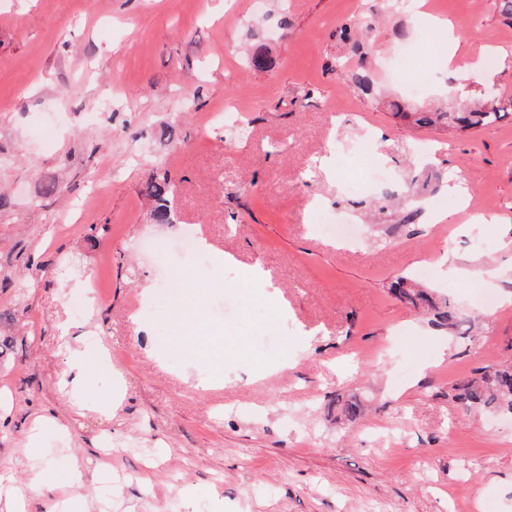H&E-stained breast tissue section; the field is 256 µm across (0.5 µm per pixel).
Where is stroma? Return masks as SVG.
Listing matches in <instances>:
<instances>
[{
    "instance_id": "obj_1",
    "label": "stroma",
    "mask_w": 512,
    "mask_h": 512,
    "mask_svg": "<svg viewBox=\"0 0 512 512\" xmlns=\"http://www.w3.org/2000/svg\"><path fill=\"white\" fill-rule=\"evenodd\" d=\"M383 6L0 0V313L24 314L0 367V473L49 470L53 492L29 512L74 498L91 512H197L213 498L224 512H512V418L452 398L460 379L512 364V120L456 136L416 129L329 67L341 25L372 17L365 50L381 95L447 103L452 39L467 93H512V23L490 0H428L423 15ZM398 26L432 74L416 97L387 72ZM259 49L263 71L247 64ZM106 95L114 105L97 113ZM219 109L238 125L207 123ZM369 167L391 180L363 182ZM452 171L473 197L463 211ZM163 174L177 186L172 224L153 222L144 192ZM52 177L67 190L42 197ZM413 179L429 186L406 225L404 206L382 198ZM94 186L101 198L84 204ZM317 203L357 225V242L321 236ZM188 226L210 246L191 283L218 337L206 349L171 314L181 276L143 250L170 253ZM253 267L285 314L257 295ZM424 267V284L468 315L459 331L389 293ZM87 275L102 297L82 287ZM71 344L110 361L80 392L61 381ZM285 352L296 366L278 368ZM203 354L201 384L188 371ZM119 380L110 420L99 392ZM338 395L361 400L356 420L328 413ZM77 461L106 466L109 482L73 483Z\"/></svg>"
}]
</instances>
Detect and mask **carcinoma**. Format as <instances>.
Instances as JSON below:
<instances>
[{"mask_svg":"<svg viewBox=\"0 0 512 512\" xmlns=\"http://www.w3.org/2000/svg\"><path fill=\"white\" fill-rule=\"evenodd\" d=\"M359 29L364 36L373 31L370 20L359 18L341 28V40L352 39V31ZM336 71L346 75L356 91L369 99L375 98V83L366 58L358 65L349 66V58L336 55ZM392 115L408 122L414 128H445L456 132L481 129L512 117V95L495 93L474 106L456 111H432L426 107H410L399 100L387 103ZM145 193L156 202L152 219L157 224H172L175 215L172 201L176 188L168 179L147 183ZM389 292L400 301L423 311L431 317V324L440 329L454 330L465 321L463 311L448 299H440L428 288L409 276L398 275L389 284ZM454 398L461 404L501 414L512 415V365L486 368L477 378H464L454 388Z\"/></svg>","mask_w":512,"mask_h":512,"instance_id":"obj_1","label":"carcinoma"}]
</instances>
